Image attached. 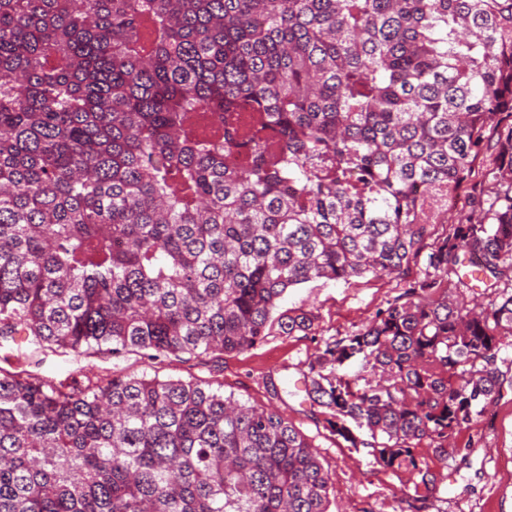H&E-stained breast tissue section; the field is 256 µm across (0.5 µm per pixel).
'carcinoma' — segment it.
Returning a JSON list of instances; mask_svg holds the SVG:
<instances>
[{
    "label": "carcinoma",
    "instance_id": "carcinoma-1",
    "mask_svg": "<svg viewBox=\"0 0 512 512\" xmlns=\"http://www.w3.org/2000/svg\"><path fill=\"white\" fill-rule=\"evenodd\" d=\"M504 110L512 0H0V341L202 361L311 330L291 288L395 275L304 399L429 497L415 449L485 413L512 334V291L440 276L512 272V125L488 207L435 238ZM331 487L292 423L209 384L0 368V512H328ZM447 280L448 286L452 288L450 293L454 295H463L467 300L475 298L478 303H482L484 305H486L490 300L495 299V295L490 293L491 290H485L486 288L484 285L476 281H473V283L470 284V288H466L462 285H458V287L455 288L454 286L457 283V277L449 270Z\"/></svg>",
    "mask_w": 512,
    "mask_h": 512
}]
</instances>
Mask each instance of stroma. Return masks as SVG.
Listing matches in <instances>:
<instances>
[{
  "label": "stroma",
  "mask_w": 512,
  "mask_h": 512,
  "mask_svg": "<svg viewBox=\"0 0 512 512\" xmlns=\"http://www.w3.org/2000/svg\"><path fill=\"white\" fill-rule=\"evenodd\" d=\"M496 127L485 130L471 176L460 190L465 206L488 199L495 189L490 170L497 153ZM402 291L399 279L386 275L347 284L322 280L304 284L290 290L282 306L313 314L311 333L271 336L255 349L219 360L151 361L135 352L119 359L93 353L76 357L19 339L0 342V367L66 391L103 384L116 375L142 373L223 385L225 394L277 411L310 439L332 477L328 512H512V335L504 338L501 395L488 412L463 428L447 447L424 443L416 448L417 458L436 475L440 486L434 497L425 500L417 496L410 471L372 465L364 452L326 428L319 409L286 393L273 396L267 386L271 379L279 384L297 379L299 369L326 342L366 326L378 308Z\"/></svg>",
  "instance_id": "1"
}]
</instances>
